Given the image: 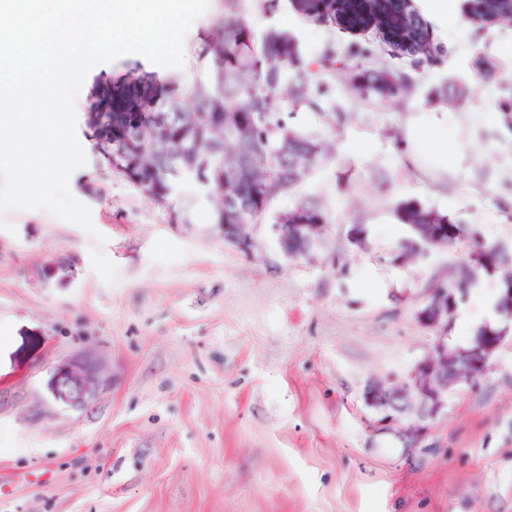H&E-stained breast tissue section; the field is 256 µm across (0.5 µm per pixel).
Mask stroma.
<instances>
[{
  "mask_svg": "<svg viewBox=\"0 0 512 512\" xmlns=\"http://www.w3.org/2000/svg\"><path fill=\"white\" fill-rule=\"evenodd\" d=\"M464 4L438 15L413 0L435 48L426 60L289 0H209L184 38V86L207 79L200 37L222 15L258 38L288 33L300 62L279 112L336 157L272 202L248 253L212 225L219 198L173 224L112 171L86 125V76L75 111L87 162L69 188L105 243L43 210L0 213V512H512V339L427 423L411 410L381 426L365 400L370 383H409L435 336L417 318L427 284L468 257L455 245L396 259L395 205L512 249V20L474 24ZM374 70L404 89L363 92ZM439 112L444 162L405 137ZM309 197L327 209L328 243L287 257L271 224ZM354 224L364 246L348 241ZM499 284L478 272L459 301L473 323L451 320L450 347L489 320ZM89 363L86 400L71 406L55 382Z\"/></svg>",
  "mask_w": 512,
  "mask_h": 512,
  "instance_id": "1",
  "label": "stroma"
}]
</instances>
